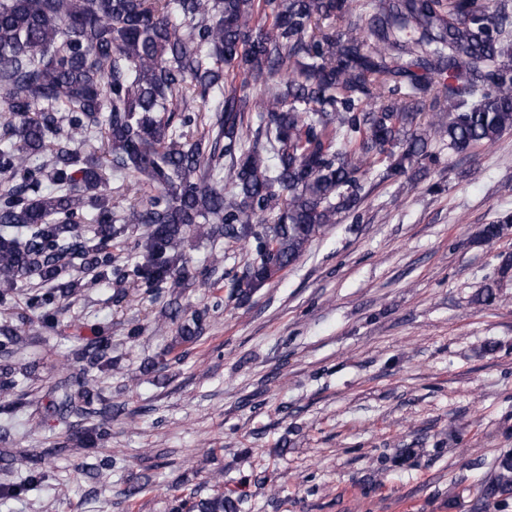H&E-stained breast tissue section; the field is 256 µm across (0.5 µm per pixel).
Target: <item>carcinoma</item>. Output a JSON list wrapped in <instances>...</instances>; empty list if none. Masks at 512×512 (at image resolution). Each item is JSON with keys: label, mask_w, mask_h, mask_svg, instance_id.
Segmentation results:
<instances>
[{"label": "carcinoma", "mask_w": 512, "mask_h": 512, "mask_svg": "<svg viewBox=\"0 0 512 512\" xmlns=\"http://www.w3.org/2000/svg\"><path fill=\"white\" fill-rule=\"evenodd\" d=\"M352 2L0 0V305L21 293L50 330L63 302L116 283L114 303L128 288L168 295L166 318L184 316L178 341L195 342L222 301L190 313L179 303L191 235L250 247L227 284L244 303L356 209L377 165L402 177L432 142L463 152L512 132L509 0H377L368 37L330 24ZM234 71L263 96L224 79ZM214 95L218 132L198 137L197 101ZM111 178L133 193L120 209ZM144 188L154 191L145 202ZM511 223L506 214L478 237L494 243ZM25 322L0 324L3 414L24 407L22 380L39 369L9 362ZM66 361L105 370L108 338ZM94 402L86 376L55 386L48 412L70 420L63 445L111 437L124 407ZM506 490L512 455L484 494ZM239 506L218 491L176 512Z\"/></svg>", "instance_id": "obj_1"}]
</instances>
